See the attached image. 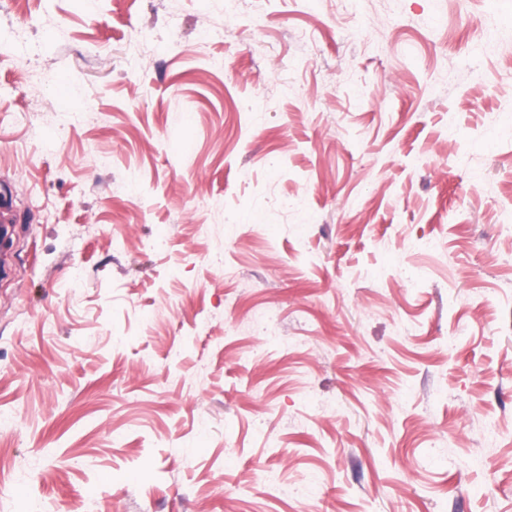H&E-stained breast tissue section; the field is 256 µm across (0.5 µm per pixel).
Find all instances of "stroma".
I'll list each match as a JSON object with an SVG mask.
<instances>
[{"mask_svg":"<svg viewBox=\"0 0 512 512\" xmlns=\"http://www.w3.org/2000/svg\"><path fill=\"white\" fill-rule=\"evenodd\" d=\"M4 185L0 512H512V0H0Z\"/></svg>","mask_w":512,"mask_h":512,"instance_id":"1","label":"stroma"}]
</instances>
